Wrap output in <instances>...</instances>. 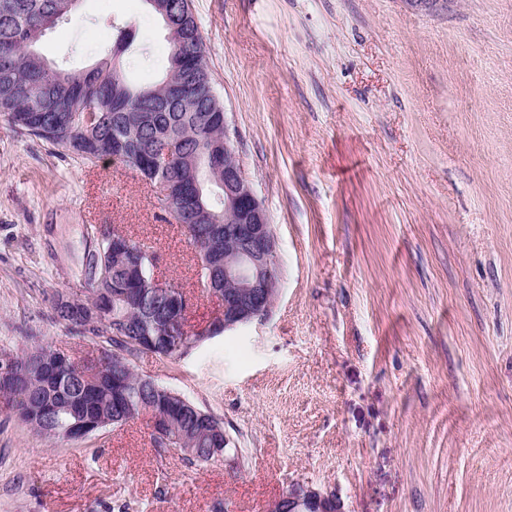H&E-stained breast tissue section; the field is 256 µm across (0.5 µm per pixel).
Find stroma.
I'll use <instances>...</instances> for the list:
<instances>
[{"mask_svg": "<svg viewBox=\"0 0 512 512\" xmlns=\"http://www.w3.org/2000/svg\"><path fill=\"white\" fill-rule=\"evenodd\" d=\"M245 180L277 240L270 314L139 374L224 422L238 455L197 466L146 420L50 445L0 409V512H265L296 483L341 512H512V0H193ZM130 26L157 82L170 52L145 0H78L36 45L87 70ZM155 185L0 114V351L74 361L52 299L116 225L202 292Z\"/></svg>", "mask_w": 512, "mask_h": 512, "instance_id": "stroma-1", "label": "stroma"}]
</instances>
